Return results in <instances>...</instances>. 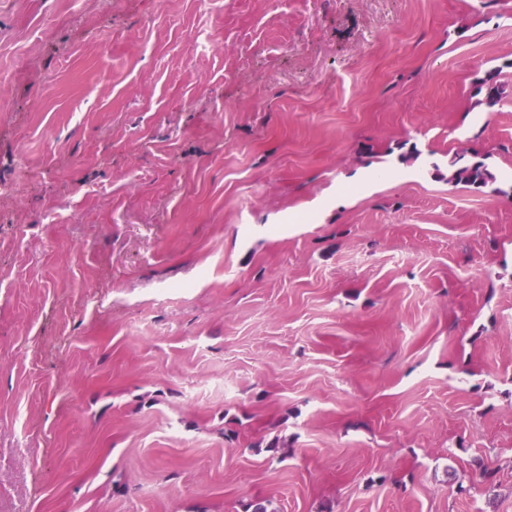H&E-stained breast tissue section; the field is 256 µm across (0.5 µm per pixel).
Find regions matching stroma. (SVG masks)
I'll list each match as a JSON object with an SVG mask.
<instances>
[{
	"label": "stroma",
	"instance_id": "1",
	"mask_svg": "<svg viewBox=\"0 0 512 512\" xmlns=\"http://www.w3.org/2000/svg\"><path fill=\"white\" fill-rule=\"evenodd\" d=\"M255 499L512 512V0H0V512ZM461 161L462 164L458 165ZM450 166L448 181L452 183L479 190L495 181V175L484 159L464 160V156H457L451 161Z\"/></svg>",
	"mask_w": 512,
	"mask_h": 512
}]
</instances>
